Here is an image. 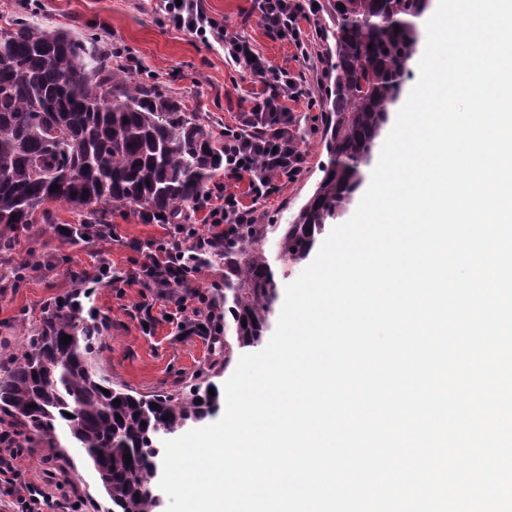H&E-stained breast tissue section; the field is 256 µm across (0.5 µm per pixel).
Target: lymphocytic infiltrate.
I'll return each instance as SVG.
<instances>
[{"label":"lymphocytic infiltrate","instance_id":"lymphocytic-infiltrate-1","mask_svg":"<svg viewBox=\"0 0 512 512\" xmlns=\"http://www.w3.org/2000/svg\"><path fill=\"white\" fill-rule=\"evenodd\" d=\"M267 36L291 44L298 58L308 59L311 23L318 9L315 0H253ZM160 11L174 28L195 34L202 42L224 48V61L248 71L256 83L240 99L233 124L224 127V176L205 187L193 201L202 224H173L167 234L141 245L128 247L144 258L122 273L113 272L107 260L93 271L70 277V301L91 297L95 288L138 285L152 292L137 311L141 321L154 323L157 301L171 304L170 323L184 333L205 335L219 341L223 317L214 312V302L200 280L204 255L232 239L239 227L258 221L257 206L279 189L280 183L302 177L306 158L294 131L299 118L293 103L309 99L306 85L291 71L272 66L256 54L245 37L229 32L205 9L204 0H160ZM22 450L12 427L0 426V492L10 497L14 512H43L49 501L43 490L21 482L17 459Z\"/></svg>","mask_w":512,"mask_h":512}]
</instances>
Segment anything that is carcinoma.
<instances>
[{
  "label": "carcinoma",
  "instance_id": "obj_1",
  "mask_svg": "<svg viewBox=\"0 0 512 512\" xmlns=\"http://www.w3.org/2000/svg\"><path fill=\"white\" fill-rule=\"evenodd\" d=\"M427 6L321 5L332 21L335 56L323 101L328 160L290 223L254 224L216 253L224 261V331H233L237 348L261 343L279 296L260 241L271 231L278 261L305 259L326 221L362 185L416 52L415 20ZM111 54L93 37L74 39L33 21L0 28V236L34 223L49 201L172 217L224 170V146L197 113L154 82L124 79ZM64 335L72 337L66 345L59 343ZM98 345L81 309L61 316L47 310L24 352L0 366V414L50 443L64 435L98 474L112 512H158L153 487L164 436L216 415L220 392L211 382L150 397L115 389L92 363Z\"/></svg>",
  "mask_w": 512,
  "mask_h": 512
}]
</instances>
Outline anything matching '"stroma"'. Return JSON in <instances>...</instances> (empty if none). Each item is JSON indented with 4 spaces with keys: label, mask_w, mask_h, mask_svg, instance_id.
Returning <instances> with one entry per match:
<instances>
[{
    "label": "stroma",
    "mask_w": 512,
    "mask_h": 512,
    "mask_svg": "<svg viewBox=\"0 0 512 512\" xmlns=\"http://www.w3.org/2000/svg\"><path fill=\"white\" fill-rule=\"evenodd\" d=\"M208 12L224 23L228 31L246 37L270 64L288 68L299 75L315 97H322L331 60L325 32L326 15L315 17L317 36L312 40L309 61L295 59L292 45L269 39L251 0H206ZM35 22L75 35L95 33L102 45L120 43L129 47L144 65L130 72L131 80L150 78L163 91L182 100L198 112L204 124L221 130L232 122L241 92L251 89V77L242 68L224 61L222 46H206L188 32L175 29L154 10L153 0H38L28 6L24 0H0V27L8 26L24 12ZM299 146L306 156V170L296 182L282 186L270 200L258 204L263 224H285L312 194L322 176L321 166L328 155L322 130L302 126ZM48 217L19 229L9 259L27 257L29 250L50 256L52 264L21 284L0 293V351L17 355L27 346L33 329L42 317L46 300L69 290L70 274L92 268L98 261L96 246L60 238L59 224H79L86 216L82 207L52 202ZM116 239L108 252L115 268H131L140 255L128 249L131 241L146 243L161 238L165 227L145 224L120 212L108 214ZM141 290L131 286L116 291L96 288L90 303L110 324L103 337L96 363L113 386L133 395L150 396L159 391L181 392L196 374L224 385L231 375L223 355L213 353L207 340L199 336H179L156 304L157 322L144 330L136 306ZM23 454L18 461L21 480L42 487L52 503H79L80 512H111L112 504L103 492L98 476L79 449L59 439L49 447L38 439L21 436Z\"/></svg>",
    "instance_id": "obj_1"
}]
</instances>
